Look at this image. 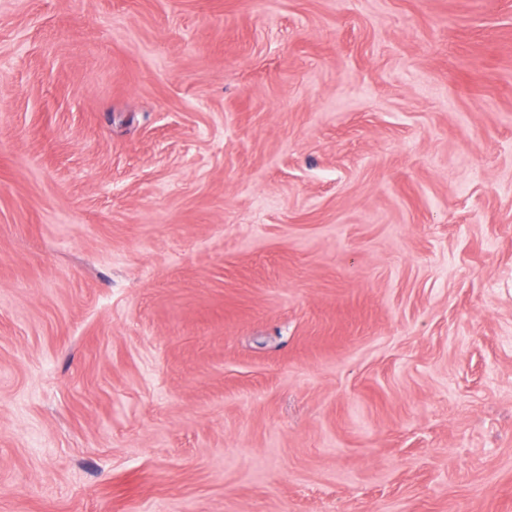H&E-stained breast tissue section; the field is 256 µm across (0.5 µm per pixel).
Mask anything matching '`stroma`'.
Listing matches in <instances>:
<instances>
[{"label": "stroma", "mask_w": 512, "mask_h": 512, "mask_svg": "<svg viewBox=\"0 0 512 512\" xmlns=\"http://www.w3.org/2000/svg\"><path fill=\"white\" fill-rule=\"evenodd\" d=\"M0 512H512V0H0Z\"/></svg>", "instance_id": "obj_1"}]
</instances>
